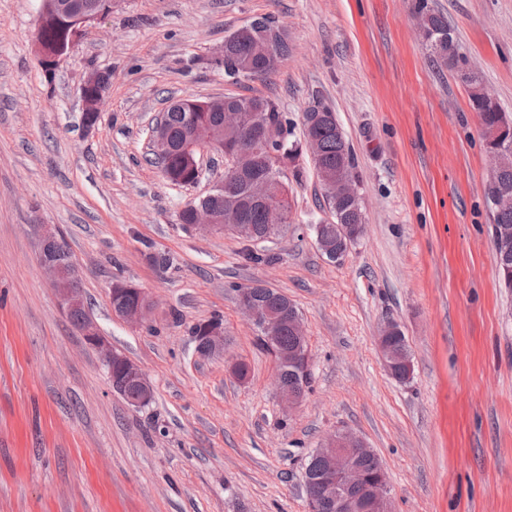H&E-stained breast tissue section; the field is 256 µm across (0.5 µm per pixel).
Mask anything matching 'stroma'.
<instances>
[{"instance_id": "stroma-1", "label": "stroma", "mask_w": 512, "mask_h": 512, "mask_svg": "<svg viewBox=\"0 0 512 512\" xmlns=\"http://www.w3.org/2000/svg\"><path fill=\"white\" fill-rule=\"evenodd\" d=\"M429 2L512 115V0ZM415 3L112 0L49 79L34 51L41 0H0V512H307L304 465L339 430L378 454L395 512H512V288L491 238L493 160L465 84L430 62ZM261 16L287 34V60L267 82L225 78L214 54ZM93 70L112 78L88 131ZM227 93L269 98L296 124L317 104L335 112L366 222L342 259L317 246L312 226L330 214L307 156L275 241L179 223L224 159L205 154L198 184L174 185L145 160L149 128L170 101ZM37 224L57 226L86 310L141 366L149 406L112 391L60 308ZM157 251L166 266L149 261ZM118 280L149 292L143 325L113 313ZM257 281L302 316L311 384L291 411L239 308L236 286ZM214 320L224 353L205 357L191 328ZM390 322L413 360L407 382L382 363Z\"/></svg>"}]
</instances>
